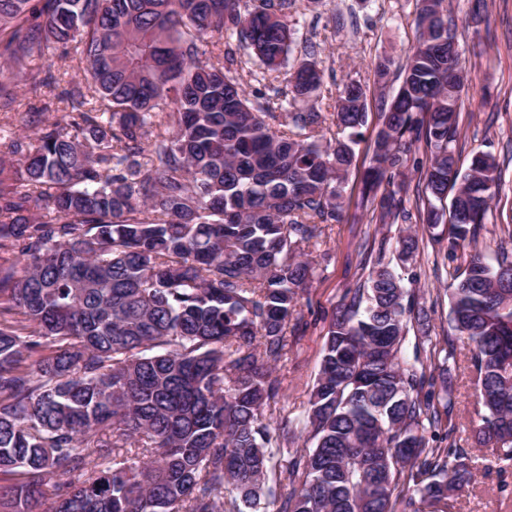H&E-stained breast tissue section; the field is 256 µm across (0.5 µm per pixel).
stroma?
Here are the masks:
<instances>
[{
	"mask_svg": "<svg viewBox=\"0 0 512 512\" xmlns=\"http://www.w3.org/2000/svg\"><path fill=\"white\" fill-rule=\"evenodd\" d=\"M456 25L460 66L466 77L458 134L453 147L461 167H468L474 152L493 155L501 169L496 197L479 231L476 247L492 252L497 244L512 240V0H448ZM416 0H293L285 20L294 33L288 66L267 72L247 51H238L230 74L250 95L269 85L286 87L291 65L305 52L315 51L323 72L325 90H338L356 81L366 92L368 121L364 137L355 148V159L344 187L346 217L333 225L309 259L316 268L314 280L298 297V317L288 325V356L277 373L282 389L275 414L292 417L304 413L310 389L318 373L325 334L332 314L346 289L363 277L362 266L381 238H397L398 227L377 224L372 210L360 203L361 178L368 166L376 134L381 126L380 97L394 93L398 72L386 85L374 77L373 63L382 56L403 60L418 40ZM53 93L18 91L12 111L0 114V126L13 133L33 135V112L52 102ZM419 249L411 263L428 315L434 343L444 345L448 331L449 287L464 255L434 261L438 246L426 225L416 224ZM459 385L458 415L454 439L458 447L477 455L486 468L474 487L462 492L451 512H512V471L490 467L492 450L475 443L478 422L473 406L475 374L469 351H462L456 371Z\"/></svg>",
	"mask_w": 512,
	"mask_h": 512,
	"instance_id": "35a3bbf8",
	"label": "stroma"
}]
</instances>
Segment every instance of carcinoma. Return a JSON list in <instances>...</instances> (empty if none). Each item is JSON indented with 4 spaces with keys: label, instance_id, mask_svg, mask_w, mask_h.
Wrapping results in <instances>:
<instances>
[{
    "label": "carcinoma",
    "instance_id": "obj_1",
    "mask_svg": "<svg viewBox=\"0 0 512 512\" xmlns=\"http://www.w3.org/2000/svg\"><path fill=\"white\" fill-rule=\"evenodd\" d=\"M290 5L0 0V112L12 81L57 83L35 61L61 48L83 73L59 93L61 115L0 160V503L12 512H448L478 476L468 452L427 438L455 428L456 338L470 346L478 442L512 468L503 246L493 261L473 250L454 277L440 351L405 272L378 255L330 320L305 416L312 446L272 465L297 429L266 411L314 277L306 249L343 220L368 117L356 81L329 114H276L229 76L236 52L211 34H237L277 71ZM448 24L444 0H419L420 37L382 102L361 191L379 223L411 222L399 178L424 144L418 218L449 223L445 258L477 241L500 179L489 154L457 164L465 83L448 79ZM321 87L307 58L288 93L317 99ZM329 119L342 137L324 139ZM397 244L405 265L417 240L401 229Z\"/></svg>",
    "mask_w": 512,
    "mask_h": 512
}]
</instances>
